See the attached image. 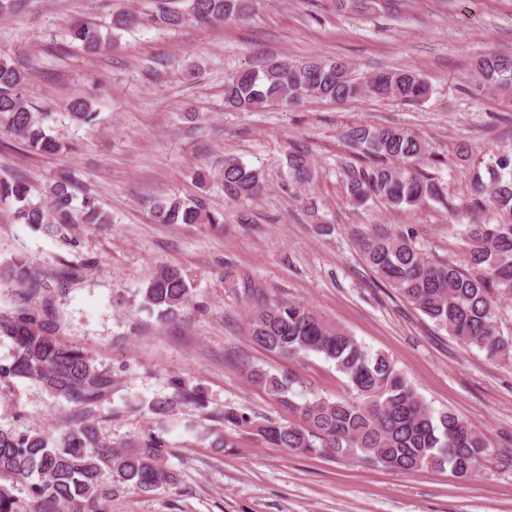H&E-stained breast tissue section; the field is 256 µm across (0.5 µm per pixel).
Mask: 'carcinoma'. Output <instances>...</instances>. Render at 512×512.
Wrapping results in <instances>:
<instances>
[{
	"label": "carcinoma",
	"instance_id": "1",
	"mask_svg": "<svg viewBox=\"0 0 512 512\" xmlns=\"http://www.w3.org/2000/svg\"><path fill=\"white\" fill-rule=\"evenodd\" d=\"M150 21L178 27L186 16L212 24L252 16L253 0H190L189 13L174 7L177 0H153ZM139 17L129 11L112 14V27H134ZM70 38L89 50L106 47L99 28L90 22L71 28ZM24 66L0 55V126L40 154L52 155L60 142L46 134L44 118L18 92ZM475 88L499 94L512 102V56L490 52L472 63ZM431 92L427 77L415 69L396 68L357 73L344 60L311 58L303 62L270 60L255 69L238 70L224 82V103L241 112L272 105L295 106L317 99L344 103L371 94L403 103H420ZM72 116L93 120L92 103L76 100ZM344 139L364 157L376 160L369 169L348 170L349 199L360 203L377 199L393 209H410L443 200L444 189L433 177L418 173L430 160L427 142L397 126L358 124ZM291 178L307 182L312 171L308 151L294 147L288 154ZM224 190L233 198L261 190V175L237 158L224 159L220 172ZM472 208L484 209L491 219L469 229L464 264L431 263L403 234L374 236L362 245L374 275L406 303L466 346H474L490 361L512 360V337L497 326V301L512 299V152H492L484 172L472 177ZM24 180L0 178V204L15 205L13 219L63 237L77 224H110L95 199L84 196L74 205L72 180L59 175L38 202ZM153 216L160 224L209 225L224 223V213L200 201L180 198L156 201ZM0 289L11 296V308L0 311V342L11 352L0 362V385L18 380L39 385L50 396L72 404L73 415L59 436L49 432L0 425V512H110L101 477L109 471L117 481L144 493L173 487L178 474L167 461L166 444L150 429L123 446L112 447L101 437L95 416L116 388L112 370L92 352L57 337L50 297L55 292L24 257L0 263ZM142 308L165 320L176 319L189 303L192 285L180 268L163 266L140 290ZM251 306L246 332L270 353L293 357L316 354L334 364L347 379L349 396L335 399L316 395L303 403L294 400V379L245 366L252 382L288 410V422L249 415L236 408L217 409L208 419L245 429L272 448L301 455L353 456L359 462L392 472L410 474L422 468L449 470L466 481L484 469L512 468V455L491 447L487 433L449 410H435L410 385L394 360L371 351L355 336L335 326L306 304L282 302L259 290H248ZM207 408L205 392L174 384V391L148 403L163 425L180 407ZM199 438L214 436L212 448H232L233 439L211 428ZM36 481L29 482V479ZM29 482L27 508L12 489Z\"/></svg>",
	"mask_w": 512,
	"mask_h": 512
}]
</instances>
